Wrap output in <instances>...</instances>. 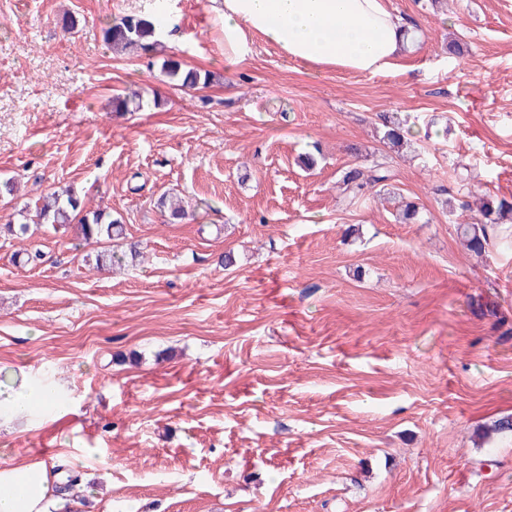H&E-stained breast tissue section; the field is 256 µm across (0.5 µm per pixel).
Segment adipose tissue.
Segmentation results:
<instances>
[{"mask_svg":"<svg viewBox=\"0 0 512 512\" xmlns=\"http://www.w3.org/2000/svg\"><path fill=\"white\" fill-rule=\"evenodd\" d=\"M224 58L245 61L255 36L288 58L355 74L399 69L410 52L407 27L386 0H220ZM46 462L0 467V512H55Z\"/></svg>","mask_w":512,"mask_h":512,"instance_id":"adipose-tissue-1","label":"adipose tissue"}]
</instances>
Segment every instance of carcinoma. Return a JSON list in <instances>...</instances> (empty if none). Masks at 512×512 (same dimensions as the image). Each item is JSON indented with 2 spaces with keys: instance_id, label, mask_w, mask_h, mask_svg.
<instances>
[{
  "instance_id": "obj_1",
  "label": "carcinoma",
  "mask_w": 512,
  "mask_h": 512,
  "mask_svg": "<svg viewBox=\"0 0 512 512\" xmlns=\"http://www.w3.org/2000/svg\"><path fill=\"white\" fill-rule=\"evenodd\" d=\"M155 22L141 15H126L110 21L103 28V40L114 51L141 50L145 53L155 46ZM162 70L169 81L179 87L206 88L211 75L198 69L187 68L176 58L163 61ZM383 140L394 148L404 143V131L400 124L388 121L385 124ZM389 169L375 165L369 169L349 167L342 170L339 183L342 188V203L356 204L367 192L386 186L391 180ZM468 200L460 203L448 199V208L475 209L472 221L460 225V234L466 246L474 252L486 250L490 241L502 233L501 225L512 219V201L476 190H468ZM78 221L74 230L84 242L110 241L124 234V225L112 218V213L103 210L89 211L73 188L66 187L49 192L42 202L35 205V224H49L52 227H66Z\"/></svg>"
}]
</instances>
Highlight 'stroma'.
Segmentation results:
<instances>
[{"mask_svg":"<svg viewBox=\"0 0 512 512\" xmlns=\"http://www.w3.org/2000/svg\"><path fill=\"white\" fill-rule=\"evenodd\" d=\"M152 3L0 0V226L69 186L125 228L0 235V386L64 402L0 418V467L69 460V512H512V248L468 251L444 206L512 199V0H388L416 41L375 74L262 38L227 63L215 0H168L176 44L108 49ZM170 56L210 85L174 86ZM132 91L144 110L113 111ZM374 165L392 181L343 208L341 170ZM102 249L122 265L85 263Z\"/></svg>","mask_w":512,"mask_h":512,"instance_id":"stroma-1","label":"stroma"}]
</instances>
